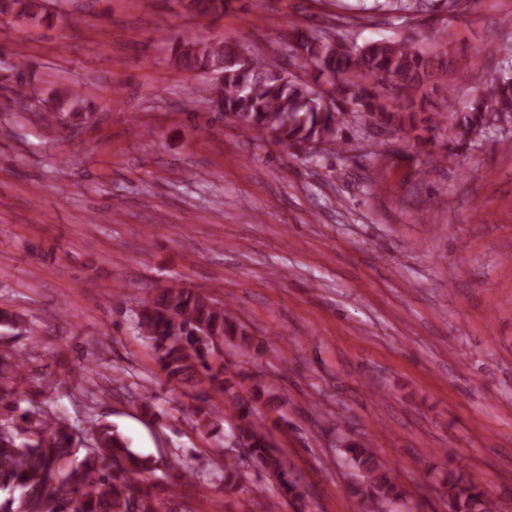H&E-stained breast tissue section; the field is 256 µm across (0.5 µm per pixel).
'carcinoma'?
<instances>
[{
  "instance_id": "1",
  "label": "carcinoma",
  "mask_w": 512,
  "mask_h": 512,
  "mask_svg": "<svg viewBox=\"0 0 512 512\" xmlns=\"http://www.w3.org/2000/svg\"><path fill=\"white\" fill-rule=\"evenodd\" d=\"M190 5L197 16L218 19L226 0H190ZM38 8L35 0H0L1 11L26 20ZM173 55L190 69L207 71L224 64L219 88L224 122L301 152L318 145L324 153L344 154L352 151L357 133L374 128L417 145L429 141L423 133L442 128L448 133V153L440 158L447 161L454 149L495 122H512V66L480 82L463 111L420 117L429 83L446 66L423 52L411 35L359 46L295 28L283 42L289 68L284 60L222 37L178 42ZM15 68L17 81L10 93L21 98L30 65L19 52ZM134 325L166 381L196 391L201 404L195 426L201 432L223 429V420L202 405L205 390L225 394L234 424L225 436L224 493L238 490L239 464L249 459L293 504H303L305 490L288 471L265 421L239 396L236 374L216 361L226 342H238L244 354L250 348V331L229 306L199 289L169 285L142 302ZM29 379L26 361L0 353V493H7L0 499V512H157L142 489L145 480L170 469L188 481L200 477L178 454L159 460L134 452L112 424L98 422L85 433L62 415L20 408ZM341 452L354 470L349 491L370 504L369 512L402 501L403 489L369 442L351 440ZM446 485L450 512H499L496 501L464 467L449 470Z\"/></svg>"
}]
</instances>
